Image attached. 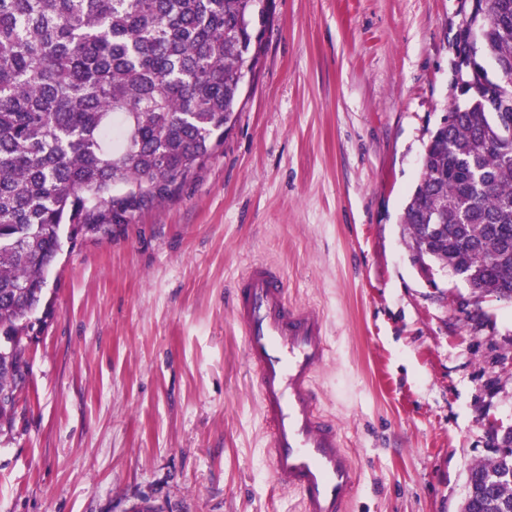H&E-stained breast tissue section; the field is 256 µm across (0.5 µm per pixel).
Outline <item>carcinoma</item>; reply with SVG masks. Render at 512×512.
<instances>
[{
  "label": "carcinoma",
  "mask_w": 512,
  "mask_h": 512,
  "mask_svg": "<svg viewBox=\"0 0 512 512\" xmlns=\"http://www.w3.org/2000/svg\"><path fill=\"white\" fill-rule=\"evenodd\" d=\"M485 48L512 71V0H485ZM269 0H0V427L24 385L28 325L78 224H126L193 178L237 121L263 55ZM428 135L400 214L421 263L512 299V86L478 72ZM512 455L478 512H512Z\"/></svg>",
  "instance_id": "carcinoma-1"
}]
</instances>
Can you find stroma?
<instances>
[{
	"instance_id": "35a3bbf8",
	"label": "stroma",
	"mask_w": 512,
	"mask_h": 512,
	"mask_svg": "<svg viewBox=\"0 0 512 512\" xmlns=\"http://www.w3.org/2000/svg\"><path fill=\"white\" fill-rule=\"evenodd\" d=\"M473 0H272L258 77L195 178L64 245L0 430V512H301L271 475L232 317L254 261L318 311L349 512H460L512 428V300L425 271L399 215Z\"/></svg>"
}]
</instances>
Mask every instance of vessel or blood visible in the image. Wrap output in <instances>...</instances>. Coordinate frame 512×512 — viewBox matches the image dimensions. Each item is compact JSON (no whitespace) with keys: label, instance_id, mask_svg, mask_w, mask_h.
<instances>
[{"label":"vessel or blood","instance_id":"vessel-or-blood-1","mask_svg":"<svg viewBox=\"0 0 512 512\" xmlns=\"http://www.w3.org/2000/svg\"><path fill=\"white\" fill-rule=\"evenodd\" d=\"M233 316L256 372L274 481L298 493L302 512H348L361 472L320 413L314 388L330 358L324 320L288 302L280 271L266 263L252 265L238 281Z\"/></svg>","mask_w":512,"mask_h":512}]
</instances>
